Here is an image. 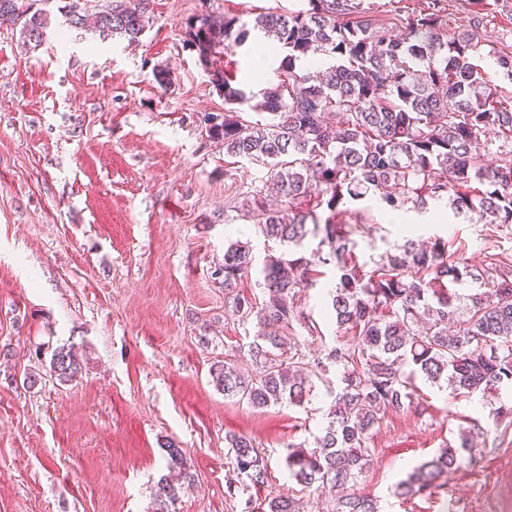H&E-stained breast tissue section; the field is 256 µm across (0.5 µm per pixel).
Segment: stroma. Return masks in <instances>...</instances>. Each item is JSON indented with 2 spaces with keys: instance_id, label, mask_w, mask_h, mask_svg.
<instances>
[{
  "instance_id": "35a3bbf8",
  "label": "stroma",
  "mask_w": 512,
  "mask_h": 512,
  "mask_svg": "<svg viewBox=\"0 0 512 512\" xmlns=\"http://www.w3.org/2000/svg\"><path fill=\"white\" fill-rule=\"evenodd\" d=\"M299 0H151L139 44L50 15L49 37L25 45L0 28V512H154L166 474L163 446L177 442L195 476L171 512H245L300 494L288 478L289 446L313 447L326 423L329 369L306 408L265 409L225 397L214 363L253 341L255 318L234 315L218 272L229 243L252 253L247 295L263 299L261 270L279 254L232 206L265 169L232 163L201 121L224 109L222 92L184 44L198 14L250 16L299 8ZM473 61L499 91L512 76L497 57L512 52V0L485 11ZM262 35L228 59L242 89L260 92L275 74L255 75ZM170 73L160 86L154 70ZM352 238L360 260L406 240H447L481 266L512 255V225L449 216L443 224H390L373 198ZM326 273L301 293L305 321L292 333L305 354L342 341L326 317ZM75 344L82 375L63 384L46 373L52 351ZM38 375L28 386L27 375ZM512 389L450 397L420 383L410 407L387 413L358 484L380 512H512ZM485 431L475 457L437 487L400 499L393 485L460 429ZM252 438L268 462L261 487L239 481L226 436ZM235 491H228V484Z\"/></svg>"
}]
</instances>
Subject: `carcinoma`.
Instances as JSON below:
<instances>
[{
  "label": "carcinoma",
  "instance_id": "carcinoma-1",
  "mask_svg": "<svg viewBox=\"0 0 512 512\" xmlns=\"http://www.w3.org/2000/svg\"><path fill=\"white\" fill-rule=\"evenodd\" d=\"M299 10L261 13L249 23L227 13L206 14L186 24L185 45L205 64L244 45L251 31L270 32L283 53L275 84L261 100L238 87L222 66L212 82L226 109L203 120L209 137L224 142L233 158L267 169V182L281 205L272 207L256 186L240 202L252 223L270 240L301 247L320 236L309 255L269 256L261 274L265 299L260 308L239 293L251 274L247 244L224 250L220 271L236 313L255 315L258 334L240 357L248 375L215 364L212 381L224 396L254 408L287 403L305 407L314 380L331 365L342 368L315 447L288 448L289 477L304 489L336 490L331 512H378L368 495L343 494L370 464V441L389 410L411 400L419 377L446 386L456 397L512 385V257L493 255L480 269L448 253V242L408 240L379 260L359 262L352 223L344 205L373 195L391 212L422 211L446 198L454 213L476 215L485 224H512V97H504L472 62L480 43L482 17L468 18L448 37L442 0L420 10L402 6L378 19L366 16L365 0H305ZM49 0H0V26H18L24 41L40 43L49 23L42 5ZM150 0H104L93 27L131 43L149 25ZM73 27L87 18L79 0L65 6ZM335 60L315 73L301 61ZM265 115L247 120L239 106ZM508 148L487 164L488 135ZM361 223V211L349 212ZM336 274L328 291L337 331L356 338L350 346L325 347L308 357L287 344L293 321L303 318L299 291L313 287L325 267ZM468 284L461 295L452 287ZM469 302L461 310L457 301ZM82 373L75 346L53 350L48 374L65 384ZM474 434L416 467L394 489L407 498L435 486L471 454ZM233 471L254 486L267 480L265 456L244 434L227 438ZM169 475L155 490L156 512H168L181 484L194 482L184 449L165 443ZM262 512H302L299 500L278 496Z\"/></svg>",
  "mask_w": 512,
  "mask_h": 512
}]
</instances>
